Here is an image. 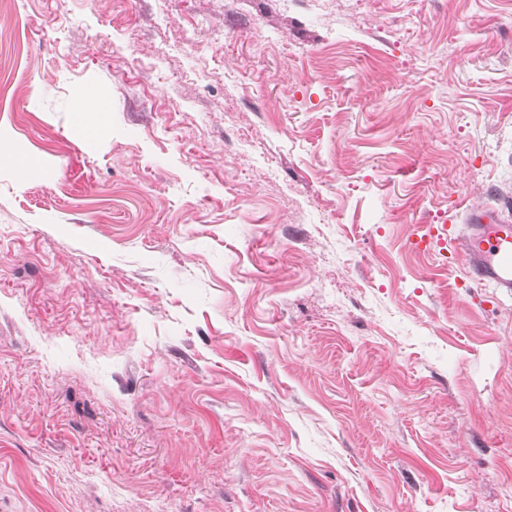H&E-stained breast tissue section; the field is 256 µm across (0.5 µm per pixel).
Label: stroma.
Masks as SVG:
<instances>
[{
    "label": "stroma",
    "mask_w": 512,
    "mask_h": 512,
    "mask_svg": "<svg viewBox=\"0 0 512 512\" xmlns=\"http://www.w3.org/2000/svg\"><path fill=\"white\" fill-rule=\"evenodd\" d=\"M0 138V512H512V0H0ZM98 114L95 100L81 103L73 131L88 146L93 144L95 133L100 130ZM3 162L10 165L20 182L27 183L39 175V164L33 156L3 147V141L1 140L0 163ZM464 223L455 240L473 281L491 282L505 292H512L511 205L470 210Z\"/></svg>",
    "instance_id": "obj_1"
}]
</instances>
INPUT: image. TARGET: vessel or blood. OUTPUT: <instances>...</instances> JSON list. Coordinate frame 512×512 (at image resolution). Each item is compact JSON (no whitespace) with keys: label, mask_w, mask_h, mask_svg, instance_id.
Returning <instances> with one entry per match:
<instances>
[{"label":"vessel or blood","mask_w":512,"mask_h":512,"mask_svg":"<svg viewBox=\"0 0 512 512\" xmlns=\"http://www.w3.org/2000/svg\"><path fill=\"white\" fill-rule=\"evenodd\" d=\"M429 234L440 239L456 236L473 281L512 292V208L473 209L467 212L461 233L437 224L430 226Z\"/></svg>","instance_id":"1"}]
</instances>
